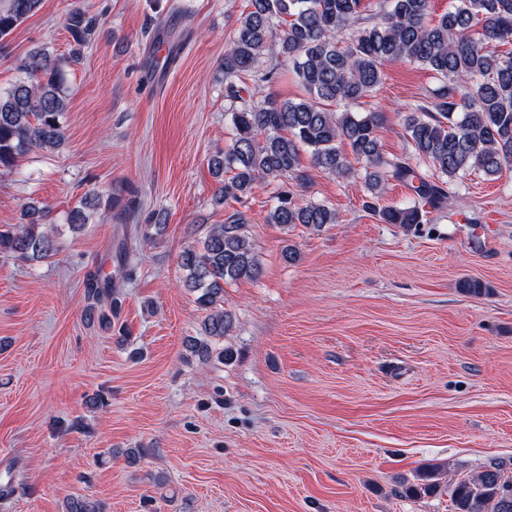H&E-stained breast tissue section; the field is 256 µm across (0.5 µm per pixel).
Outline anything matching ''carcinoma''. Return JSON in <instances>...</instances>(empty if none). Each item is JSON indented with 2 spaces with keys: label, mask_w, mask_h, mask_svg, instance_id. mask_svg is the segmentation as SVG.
Here are the masks:
<instances>
[{
  "label": "carcinoma",
  "mask_w": 512,
  "mask_h": 512,
  "mask_svg": "<svg viewBox=\"0 0 512 512\" xmlns=\"http://www.w3.org/2000/svg\"><path fill=\"white\" fill-rule=\"evenodd\" d=\"M42 0H0V40L40 8ZM433 0H386L373 20L360 24L365 0H248L232 30L221 68L233 137L225 150L208 158L218 182L214 200L224 206V223L210 225L178 255L185 288L205 311L201 332L187 341L193 355L224 362L229 352L217 346L234 325L224 310V285L255 280L262 270L248 235L249 218L238 206L257 190L273 187L267 222L321 229L337 223L336 210L321 203H300L290 185L308 180L303 155L312 166L338 180L363 172L364 210L385 224L410 229L425 221V206L452 204L449 186L478 171L492 180L512 166V0H451L448 10L430 17ZM66 28L73 40L62 61L44 48L21 65L23 76L0 92V172L11 171L33 149L58 152L65 146L63 118L69 98L63 64L77 63L91 43L96 22L79 9L69 12ZM417 63L442 78V84L400 120L414 156L429 162L443 179L417 173L409 157L387 158L378 131L379 111L353 112L351 106L376 90L384 67ZM288 64L306 97L285 99L266 90L278 66ZM248 76L253 90L241 85ZM392 181L412 188L407 204L383 203ZM138 210L135 201L87 194L67 212L80 230L97 211ZM52 209L30 202L19 223L0 227V254L46 259L55 251ZM165 227L155 212L140 226L151 239ZM90 319L112 328L122 305L112 273L96 271L87 284ZM440 487L433 469L409 488L430 495ZM453 512H512V475L499 464L459 480L451 490ZM63 512H105L85 495L66 497Z\"/></svg>",
  "instance_id": "cac0c4a2"
}]
</instances>
